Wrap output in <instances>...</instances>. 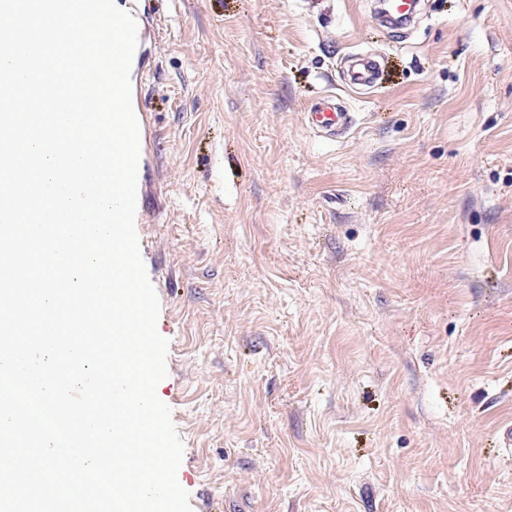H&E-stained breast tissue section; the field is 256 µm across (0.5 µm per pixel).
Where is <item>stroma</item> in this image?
Segmentation results:
<instances>
[{
  "label": "stroma",
  "mask_w": 512,
  "mask_h": 512,
  "mask_svg": "<svg viewBox=\"0 0 512 512\" xmlns=\"http://www.w3.org/2000/svg\"><path fill=\"white\" fill-rule=\"evenodd\" d=\"M136 6L135 225L193 512H512V0L404 29L377 0ZM329 91L333 138L303 121ZM377 64L370 58H358L347 75V85L352 88L369 87L376 82Z\"/></svg>",
  "instance_id": "obj_1"
}]
</instances>
